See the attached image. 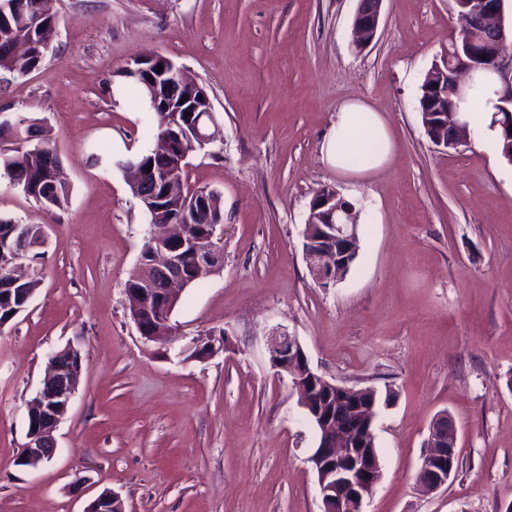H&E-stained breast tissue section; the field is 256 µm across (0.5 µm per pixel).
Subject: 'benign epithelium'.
<instances>
[{
    "label": "benign epithelium",
    "instance_id": "obj_1",
    "mask_svg": "<svg viewBox=\"0 0 512 512\" xmlns=\"http://www.w3.org/2000/svg\"><path fill=\"white\" fill-rule=\"evenodd\" d=\"M352 32L353 48L362 52L375 40L382 21L383 0H356ZM506 0H476L471 11L459 14L461 28L452 39L453 59L445 67L436 68L429 76L426 88L429 100L446 101L463 86V76L474 68L488 64L501 76V98L512 102V23H506ZM194 85L184 71L176 66L165 67L149 89L164 99L172 112L169 128L184 125L191 128L195 139L204 146L212 139L209 125L213 114L210 97L187 96L177 101L179 91ZM424 128L432 133L433 143L445 151L456 150L466 142L468 131L454 121L450 110L423 113ZM182 156L167 154L163 163L152 168L153 181L146 184L140 195L144 207L154 209L169 198L160 187L167 184V167L179 166ZM362 208L340 197L337 191L318 190L313 196L306 217L302 252L316 283L329 288L348 273L350 262L359 254V218ZM167 241L163 250L146 261L135 280L148 284L146 288L128 289L131 303L129 315L142 337L148 342L165 344L171 340L170 315L178 301V288L191 284L183 271L184 253L193 256L196 276L218 271L224 266V227H212L209 240L201 246L186 237L184 225L166 224L152 232V241ZM206 348L202 357L209 358L230 349L229 336L197 337L187 349ZM271 367L277 375L292 377V387L298 395L308 420L318 436L317 446L309 462L317 473L323 512H363L381 478L380 458L374 443L364 440L351 429L348 413L361 414L368 433L373 426L378 407V394L371 387L338 385L314 372L295 337L286 329L276 327L267 343ZM82 359L78 348L68 345L54 352L48 361L46 375L36 392L28 412V432L20 462L32 465L52 459L55 443L52 433L68 412L80 384ZM457 431L451 418L442 414L429 430L428 450L417 472V481L430 491L448 485L456 472L458 457ZM87 512H126L121 499L105 491L90 504Z\"/></svg>",
    "mask_w": 512,
    "mask_h": 512
}]
</instances>
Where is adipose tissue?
<instances>
[{"label": "adipose tissue", "mask_w": 512, "mask_h": 512, "mask_svg": "<svg viewBox=\"0 0 512 512\" xmlns=\"http://www.w3.org/2000/svg\"><path fill=\"white\" fill-rule=\"evenodd\" d=\"M366 149L372 152L366 164L355 166L349 163L348 152ZM393 152L390 131L381 113L359 101L340 106L321 147L325 161L337 174L356 179L367 178L384 167Z\"/></svg>", "instance_id": "obj_1"}]
</instances>
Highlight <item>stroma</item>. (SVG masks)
Returning <instances> with one entry per match:
<instances>
[{"label": "stroma", "mask_w": 512, "mask_h": 512, "mask_svg": "<svg viewBox=\"0 0 512 512\" xmlns=\"http://www.w3.org/2000/svg\"><path fill=\"white\" fill-rule=\"evenodd\" d=\"M40 69L0 82V109L51 134L73 188L46 214L0 179V217L44 225L42 280L0 329V512H322L316 434L266 349L279 326L340 385L393 392L377 408L382 477L364 512L512 506V163L479 140L452 152L419 112L427 71L459 28L452 0H383L375 42L351 44L355 0H57ZM160 54L210 96L218 133L191 185L224 200V267L185 288L176 339L145 342L126 307L149 220L122 171L95 156L153 145L155 118L121 72ZM382 112L395 156L371 178L336 174L320 147L339 106ZM365 200L357 264L330 288L302 254L321 188ZM227 330L230 351L185 357ZM82 377L44 465H20L29 401L67 345ZM457 428L447 488L416 483L432 421ZM85 488L72 490L75 477Z\"/></svg>", "instance_id": "1"}]
</instances>
